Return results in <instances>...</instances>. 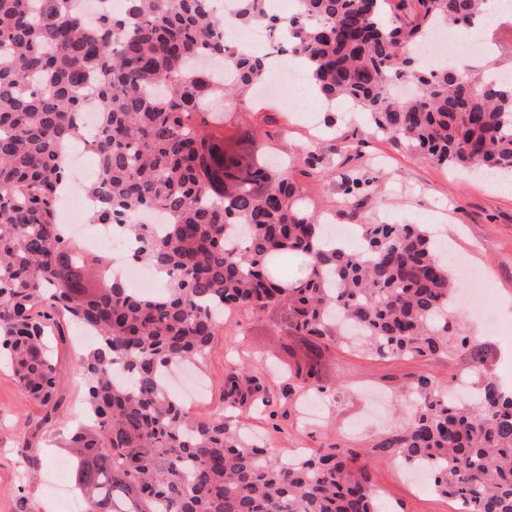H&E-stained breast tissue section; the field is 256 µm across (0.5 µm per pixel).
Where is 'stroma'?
<instances>
[{"mask_svg":"<svg viewBox=\"0 0 512 512\" xmlns=\"http://www.w3.org/2000/svg\"><path fill=\"white\" fill-rule=\"evenodd\" d=\"M316 99H300L296 111H255L240 105L237 125L251 128L258 143L269 144L275 157L300 154L315 146L327 173L309 178L317 207L335 223L423 224L449 241L456 255L483 275V315L461 313L456 321L482 350L483 369L474 371L467 357L435 355L382 358L346 341L325 351L320 382L326 394L323 412L307 419L305 398L288 392L285 367L304 357V337L287 333L279 312L246 311L225 316L217 327L198 373L203 398L192 417L205 419L224 408L229 371L246 368L277 396V416L245 412L243 432L263 442L278 457L337 445L358 453L369 464L383 512H451V502L432 485L414 484L400 460H383L371 445L390 427L409 400L412 380L427 376L440 387L467 378L481 383L485 373L512 378V194L482 179L451 173L419 157L402 143L374 132L366 120L337 104L333 131L315 132L305 118L320 110ZM373 178L375 189L363 198L356 215L342 212L343 189L354 176ZM89 336L70 332L56 337V406L25 398L12 370L0 358V512H68L62 498L70 474L56 475L55 461L66 458L71 421H88V381L79 358L92 345Z\"/></svg>","mask_w":512,"mask_h":512,"instance_id":"35a3bbf8","label":"stroma"}]
</instances>
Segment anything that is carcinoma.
<instances>
[{"label":"carcinoma","mask_w":512,"mask_h":512,"mask_svg":"<svg viewBox=\"0 0 512 512\" xmlns=\"http://www.w3.org/2000/svg\"><path fill=\"white\" fill-rule=\"evenodd\" d=\"M80 0H0V348L27 398L47 404L56 362L45 331L91 333L82 359L95 432L70 448L85 512H380L366 464L330 446L279 458L251 445L224 414L191 419L166 387L168 368L202 358L215 314L277 310L297 336L324 342L354 325L370 350L392 357L479 351L458 332L448 303L460 285L422 224H365L361 247L325 249L326 225L294 168L321 172L305 149L293 167L261 160L253 134L207 135L231 121L267 75L264 55L230 50L209 0H124L120 12L84 17ZM242 25H261L300 58L326 103L348 102L372 126L452 170L512 175V82L471 69L426 68L410 50L435 27L473 26L484 0H235ZM220 58L228 77L197 67ZM409 79L408 99L393 95ZM102 138L89 144L111 193L90 218L125 217L132 261L162 276L143 295L107 275L109 256L63 232L59 154L81 137L89 91ZM164 216L155 236L136 221ZM302 256L307 273L273 265ZM319 345L288 368L293 391L324 393ZM412 415L373 451L430 470L435 491L469 512H512V393L485 380L471 403L414 382ZM224 404L267 409V388L231 371Z\"/></svg>","instance_id":"obj_1"}]
</instances>
